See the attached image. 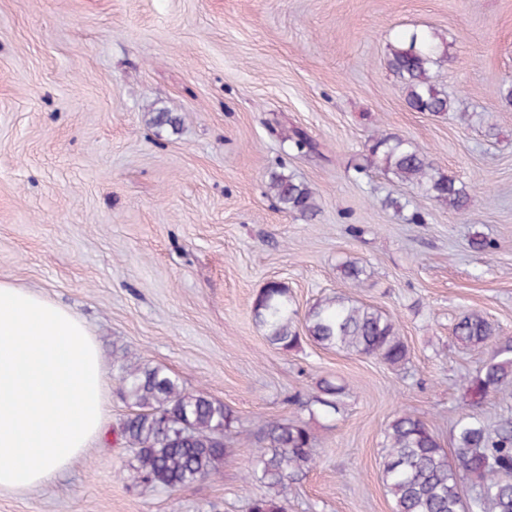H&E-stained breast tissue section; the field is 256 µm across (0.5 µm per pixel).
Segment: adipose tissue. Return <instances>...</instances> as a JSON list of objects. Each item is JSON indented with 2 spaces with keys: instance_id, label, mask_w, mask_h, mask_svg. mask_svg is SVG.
<instances>
[{
  "instance_id": "adipose-tissue-1",
  "label": "adipose tissue",
  "mask_w": 512,
  "mask_h": 512,
  "mask_svg": "<svg viewBox=\"0 0 512 512\" xmlns=\"http://www.w3.org/2000/svg\"><path fill=\"white\" fill-rule=\"evenodd\" d=\"M106 372L84 322L0 282V494L53 482L105 420Z\"/></svg>"
}]
</instances>
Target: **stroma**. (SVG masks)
<instances>
[{
	"mask_svg": "<svg viewBox=\"0 0 512 512\" xmlns=\"http://www.w3.org/2000/svg\"><path fill=\"white\" fill-rule=\"evenodd\" d=\"M415 31L440 45L431 75L454 112L412 110L387 66ZM511 88L512 0H0V281L80 317L106 370L101 433L0 512H249L265 494L246 444L188 488L135 485L117 439L124 367H164L231 407L239 431L307 420L317 462L288 512H393L381 445L400 411L447 449L459 415L512 414V389L470 403L462 379L495 347L453 335L476 311L512 338ZM159 111L179 126L155 125ZM294 128L318 153L289 152ZM378 132L469 186L468 207L369 165ZM282 171L315 190L316 214L283 210L268 189ZM271 281L302 335L328 295L389 313L408 361L272 345L253 312ZM324 379L347 385L330 419L305 407Z\"/></svg>",
	"mask_w": 512,
	"mask_h": 512,
	"instance_id": "obj_1",
	"label": "stroma"
}]
</instances>
